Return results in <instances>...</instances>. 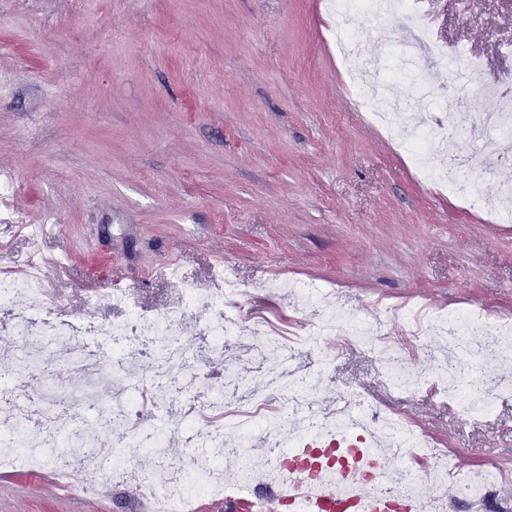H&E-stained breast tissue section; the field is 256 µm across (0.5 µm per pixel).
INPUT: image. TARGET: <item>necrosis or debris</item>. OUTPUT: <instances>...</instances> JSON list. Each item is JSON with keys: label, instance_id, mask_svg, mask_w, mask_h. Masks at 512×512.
Returning a JSON list of instances; mask_svg holds the SVG:
<instances>
[{"label": "necrosis or debris", "instance_id": "1", "mask_svg": "<svg viewBox=\"0 0 512 512\" xmlns=\"http://www.w3.org/2000/svg\"><path fill=\"white\" fill-rule=\"evenodd\" d=\"M327 4L337 17L336 47L347 65L351 87L363 103H372L379 90H391L403 80L415 84L418 104L428 103V80L419 66L431 39L426 25L414 20L405 27L383 30V40L398 58L392 78L374 81L357 64L362 35L353 25L354 15L360 11L376 17L406 14L410 11L409 0H327ZM448 66L466 86L459 102L462 119H419L403 146L424 177L448 187L466 209L492 213L500 210L504 198H512V186L487 190L484 180L466 171L449 173L448 163L457 157L460 144L487 132H495L501 139L512 137V85L486 83L483 62L477 57L457 56L449 60ZM488 95L499 99L498 111H481L480 101ZM243 292L242 283L227 279L223 296L210 301L212 312L202 334L188 342L184 339L183 309L158 315L133 310L125 321L106 328L94 324L81 327L64 318L45 317L47 295L38 277L0 278V334L7 336L9 345L8 351L0 352V361L8 359L15 366L14 371L0 372V405L10 409L8 419L0 422V467L18 466L37 472L50 465L60 478L85 493L130 484L151 505L165 508L178 497L208 495L226 487L225 429L235 430L237 447L250 448L262 441L278 451L269 468L240 467L245 480L262 478L270 469L281 470L299 448L317 441L327 444L341 434L348 444L373 452L372 439L379 434L386 437L399 458L387 478H375L369 468L362 478L379 492L402 497L414 493L418 484L439 483L453 475V461L434 448L429 439L368 399H361L346 418L319 409L310 374L293 368L311 344L342 335L373 355L385 379L398 390L434 387L449 401L463 404L472 416L491 414L504 396L512 394V383H485L495 367L512 356L510 318L493 321L483 310L473 308L430 312L417 323L415 334L441 337L448 350L443 353L424 344L414 356L385 335L383 324L370 323L355 309L337 306L327 289L307 284L293 287V305L311 317L310 329L301 340L260 322L243 324L236 313L237 299ZM21 293L32 298L31 305L24 309L14 305L15 296ZM233 336L245 339V354L262 361L268 352H276L291 363V370L268 371L266 387L260 392L242 385L230 368L225 371L223 385H209L199 366L206 355L223 349ZM37 343L59 346L58 362L87 381L86 387L68 393V412L60 411L55 390L31 402L14 384L15 370L38 369L39 360L31 350ZM131 348L145 356L153 373L149 387L153 407L170 404L175 384L193 397L190 409L196 412L197 420L186 428L193 448L189 459L170 458L167 430L161 423L143 422L139 376L123 359L124 352ZM107 364L112 367V385L101 394L94 384ZM275 401L286 407L290 418L299 420L297 431H277L276 417L268 412ZM102 408L110 411L113 422L119 425L120 437L148 450L150 458L166 472V482L156 481L150 472L121 455L107 458L99 453L97 438L83 430L79 422L90 411ZM202 421L207 424L203 432L198 429Z\"/></svg>", "mask_w": 512, "mask_h": 512}]
</instances>
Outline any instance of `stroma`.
<instances>
[{"label":"stroma","instance_id":"obj_1","mask_svg":"<svg viewBox=\"0 0 512 512\" xmlns=\"http://www.w3.org/2000/svg\"><path fill=\"white\" fill-rule=\"evenodd\" d=\"M434 41L423 56L432 110L447 118L443 50L481 57L485 78L512 77V0H418ZM361 110L317 0H0V276L32 253L22 225L40 224L64 267L42 273L48 313L107 325L128 292L152 314L184 305L201 320L225 276L242 281V320L302 332L308 321L272 279L336 291L406 342L386 304L417 299L453 311L477 304L512 315V223L462 210L421 180L401 148ZM477 177L511 182L499 144H466ZM321 373L322 407L361 392L447 449L458 471L496 464L512 474V397L485 417L424 389L387 384L377 361L336 338ZM40 349L42 369L16 378L29 396L78 380ZM84 426L145 466L143 448L115 440L107 410ZM0 512H139L133 487L86 497L51 469L0 471Z\"/></svg>","mask_w":512,"mask_h":512}]
</instances>
